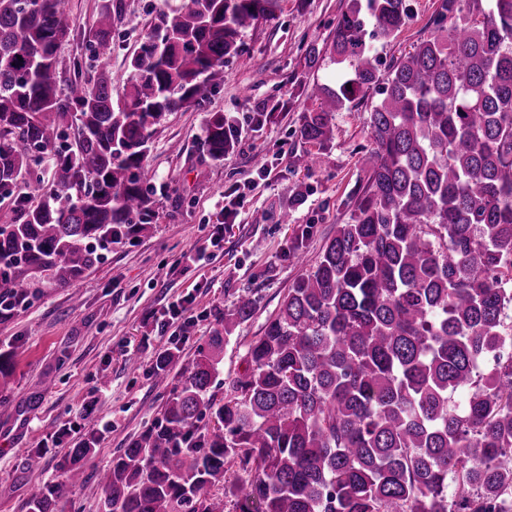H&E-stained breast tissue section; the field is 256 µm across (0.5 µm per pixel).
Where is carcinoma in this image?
Instances as JSON below:
<instances>
[{
	"label": "carcinoma",
	"instance_id": "1",
	"mask_svg": "<svg viewBox=\"0 0 512 512\" xmlns=\"http://www.w3.org/2000/svg\"><path fill=\"white\" fill-rule=\"evenodd\" d=\"M280 0H186L160 11L112 101L104 0L88 65L59 80L68 0H0V322L43 288H67L155 218L145 157L155 127L200 104L239 57L238 36ZM409 0H349L327 48L345 71L314 83L300 138L320 149L336 113L380 87L366 181L346 224L288 288L244 372L211 392L224 345L252 318L240 295L154 423L97 473L100 512H504L512 506V0H439L430 35L378 74L372 39ZM351 88H346V84ZM235 119H208L201 154L224 160ZM48 168H42V163ZM51 186L14 194L28 175ZM152 373L170 384L178 358ZM18 348L0 352V393ZM95 432L68 449L63 480L25 512H55L85 483Z\"/></svg>",
	"mask_w": 512,
	"mask_h": 512
}]
</instances>
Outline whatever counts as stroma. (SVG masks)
<instances>
[{"mask_svg": "<svg viewBox=\"0 0 512 512\" xmlns=\"http://www.w3.org/2000/svg\"><path fill=\"white\" fill-rule=\"evenodd\" d=\"M114 28L112 100L128 91V62L150 32L162 0H125ZM349 0H281L275 16L247 28L240 51L251 63H224L220 89L199 105L170 113L156 126L146 162L153 179L156 217L142 234L113 246L104 262L69 288H48L31 308L0 323V344L20 343L12 384L0 395V512H25L39 481L61 479L59 463L80 433L104 436L88 471L106 468L119 448L158 417L168 392L155 386L152 363L179 344L172 375L196 358L238 294L257 301L253 317L237 326L224 349L213 384L223 395L243 370L242 356L260 335L288 288L316 261L337 225L347 223L353 192L365 179L362 157L370 145V111L380 96H367L337 113L325 150L300 140L303 112L313 103L310 82L336 84L344 74L329 59L310 64V47L329 43ZM102 0H70L74 38L59 52L61 78L74 57L86 56L84 34ZM438 0H412L413 17L397 36L374 42L381 65L427 38ZM213 112L235 116L242 130L234 151L210 166L198 146ZM267 174L251 180L256 155ZM302 240L303 259L292 255ZM52 388L37 406L32 393L42 379ZM69 429L63 447L46 450L40 471L23 460L46 434Z\"/></svg>", "mask_w": 512, "mask_h": 512, "instance_id": "stroma-1", "label": "stroma"}]
</instances>
